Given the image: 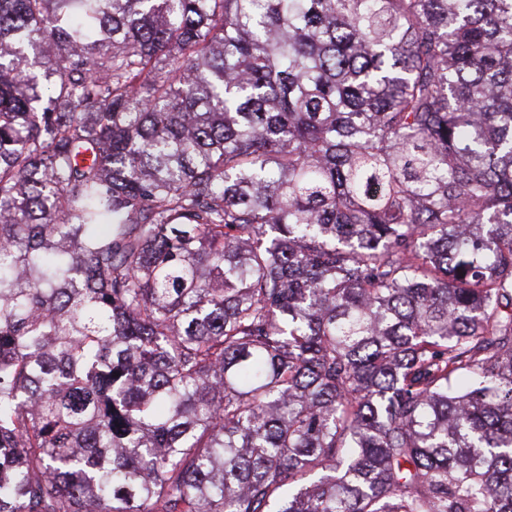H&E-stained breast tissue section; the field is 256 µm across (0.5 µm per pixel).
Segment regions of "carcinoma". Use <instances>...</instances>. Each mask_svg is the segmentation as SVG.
Wrapping results in <instances>:
<instances>
[{"label":"carcinoma","instance_id":"carcinoma-1","mask_svg":"<svg viewBox=\"0 0 512 512\" xmlns=\"http://www.w3.org/2000/svg\"><path fill=\"white\" fill-rule=\"evenodd\" d=\"M0 512H512V0H0Z\"/></svg>","mask_w":512,"mask_h":512}]
</instances>
